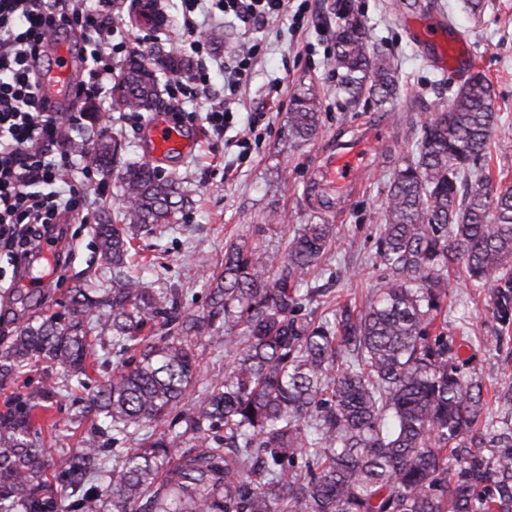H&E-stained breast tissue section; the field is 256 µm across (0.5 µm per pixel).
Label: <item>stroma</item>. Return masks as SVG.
<instances>
[{
	"mask_svg": "<svg viewBox=\"0 0 512 512\" xmlns=\"http://www.w3.org/2000/svg\"><path fill=\"white\" fill-rule=\"evenodd\" d=\"M429 11L408 9L404 0H353L368 29L370 40L393 58L399 74V89L390 104L379 107L364 98L346 104L336 93V73L331 63L336 31V0H314L303 28L293 26L291 15L269 19L257 30L244 28L229 16L197 13L208 37L211 74L210 92L224 95L221 63L241 54L252 44L260 49L247 82L237 96L241 104L233 125L216 134L205 120L206 99L200 98L173 109L161 100L159 108L168 122L193 138L194 145L185 158L163 162L164 176L176 178L191 205L176 212L172 223L161 224L141 233L133 242L134 260L145 280L153 287L179 289L184 311L202 315L209 310L208 278L224 268V243L238 236L262 247L284 251L293 231L304 224H332L340 236V246L332 250L321 269L309 276L311 285L326 288L341 301L365 300L370 289L378 287L380 274L369 259V236L384 205L391 172L410 149V119H425L447 110L452 93L472 72L491 81L500 115L496 140L503 150L494 152L491 161L494 182L512 185V0H482V10L471 14L466 0H432ZM167 15L165 28L120 23L128 51L171 52L170 38L182 25L181 0H162ZM444 25L448 36L467 43L477 59V67L461 63L452 71H442L435 63V51L417 39L418 31L431 22ZM279 81V92L270 84ZM313 89L320 100L322 132L314 141L297 146L288 137V112L295 93ZM263 111L265 119L250 128L252 112ZM151 114L133 112L118 102L94 106L85 117L86 135L91 140L103 136L117 138L122 146L119 162L111 171H95V179L105 180L104 194L91 195L88 212L69 215L60 225L47 283L48 300L32 301L28 308L3 303V296L22 287L24 277L11 254L0 249V333L14 334L26 316L63 310L70 291L79 282L93 277L107 283L112 270L102 261L96 226L100 219L114 218L124 203L125 166L144 162L141 132ZM388 125L389 139L375 168L359 192L338 214L310 199L308 189L313 170L325 144L364 125ZM248 138L250 149L240 154L232 140ZM349 265L357 276L336 279L338 267ZM448 288V332L459 336V317H466L473 339V368L484 359L496 364L485 378L488 394L512 390V343L495 345V322L487 308L486 289L465 283L463 273L452 270ZM199 376L191 384L185 400L174 407L162 428L173 433L187 404L204 393L212 376L222 372L227 358L222 344L204 337L198 343ZM100 369L94 381L83 385L65 384L60 366L42 363L25 370L13 383L0 387V411L8 400L21 395L47 399L48 405L36 408L44 443L54 457L65 456L79 446L82 436L98 423L88 401L98 383L111 377L113 368L124 356L119 350L99 351Z\"/></svg>",
	"mask_w": 512,
	"mask_h": 512,
	"instance_id": "stroma-1",
	"label": "stroma"
}]
</instances>
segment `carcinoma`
<instances>
[{
	"label": "carcinoma",
	"instance_id": "1",
	"mask_svg": "<svg viewBox=\"0 0 512 512\" xmlns=\"http://www.w3.org/2000/svg\"><path fill=\"white\" fill-rule=\"evenodd\" d=\"M337 15V90L350 104H386L395 64L352 4ZM181 67L175 56L134 54L114 90L125 107L149 109L158 94L145 71ZM498 121L491 84L474 73L448 111L413 131L370 236L380 285L330 316L312 307L326 291L303 284L339 245L333 224L302 225L284 255L225 244L207 314L182 310L178 289L152 287L129 257L140 232L170 223L188 199L157 167L127 168L119 223L98 227L109 283L80 284L64 312L0 336V384L39 361L81 383L98 363L89 322L104 318L128 354L89 400L110 425L57 462L37 404L19 398L0 412V512H59L47 478L57 466L72 512H512V425L483 421V384L448 334L447 309L460 267L470 286L488 287L496 342L512 341V186L491 188L487 162ZM288 131L297 144L319 135L315 94L295 95ZM118 149L103 139L88 154L106 167ZM213 335L229 357L224 373L183 413L182 431L147 432L184 398L197 343ZM109 430L134 446L107 469L98 435ZM184 437L191 447H180ZM298 460L306 471L292 470Z\"/></svg>",
	"mask_w": 512,
	"mask_h": 512
}]
</instances>
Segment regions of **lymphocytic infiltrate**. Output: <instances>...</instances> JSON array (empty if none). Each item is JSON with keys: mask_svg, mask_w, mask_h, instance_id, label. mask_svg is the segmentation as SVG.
Segmentation results:
<instances>
[{"mask_svg": "<svg viewBox=\"0 0 512 512\" xmlns=\"http://www.w3.org/2000/svg\"><path fill=\"white\" fill-rule=\"evenodd\" d=\"M118 0H0V247L24 255L38 251L47 225L83 204L71 178L88 169L72 145L84 132V113L54 112L40 99L47 39L71 40L83 78L78 102L106 100L112 59L120 50L112 13ZM222 15L255 26L289 11L302 24L306 4L289 0H210Z\"/></svg>", "mask_w": 512, "mask_h": 512, "instance_id": "1", "label": "lymphocytic infiltrate"}]
</instances>
